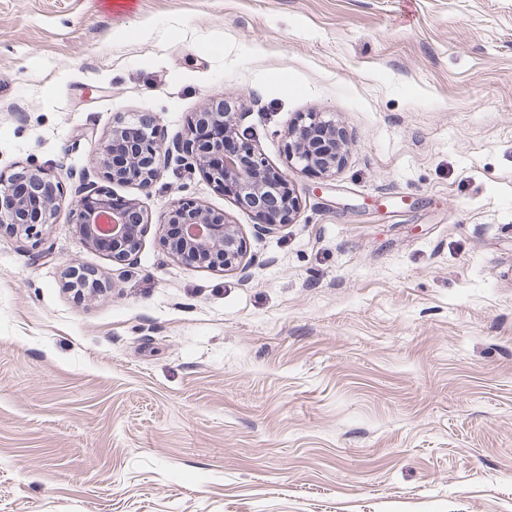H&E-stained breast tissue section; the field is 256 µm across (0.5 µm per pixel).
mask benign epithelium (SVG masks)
I'll list each match as a JSON object with an SVG mask.
<instances>
[{"label":"benign epithelium","mask_w":512,"mask_h":512,"mask_svg":"<svg viewBox=\"0 0 512 512\" xmlns=\"http://www.w3.org/2000/svg\"><path fill=\"white\" fill-rule=\"evenodd\" d=\"M242 113L216 99L188 121L185 137L175 149L157 136V119L141 115L133 123L119 120L100 144L95 163L116 185H135L149 192L170 159L202 172L224 194L258 218L264 232L291 222L300 208L286 175L275 170L249 143L241 126ZM345 134L320 112H307L288 132V162L305 171L329 174L342 162ZM64 188L59 178L39 169L0 173V229L27 236L54 223ZM73 224L84 242L108 253L112 261L135 260L151 218L134 199L121 200L108 191L81 194ZM157 223L165 233L162 245L180 262L214 271L247 272V242L224 214L186 198L173 201ZM67 286L82 287L95 296L107 288L97 271L71 263L63 272Z\"/></svg>","instance_id":"1"}]
</instances>
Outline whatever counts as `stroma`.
Listing matches in <instances>:
<instances>
[{
    "instance_id": "1",
    "label": "stroma",
    "mask_w": 512,
    "mask_h": 512,
    "mask_svg": "<svg viewBox=\"0 0 512 512\" xmlns=\"http://www.w3.org/2000/svg\"><path fill=\"white\" fill-rule=\"evenodd\" d=\"M221 98L300 200L267 235L199 170L114 191L152 219L113 263L71 222L113 122L166 143ZM320 112L342 166L289 164ZM65 185L0 232V512H512V0H0V172ZM239 225L248 276L157 219ZM77 262L110 283L77 296ZM165 233L162 245L180 262L214 271L248 270L247 242L236 224L226 222L197 202L180 198L173 201L157 220ZM170 226L179 231L170 232Z\"/></svg>"
}]
</instances>
